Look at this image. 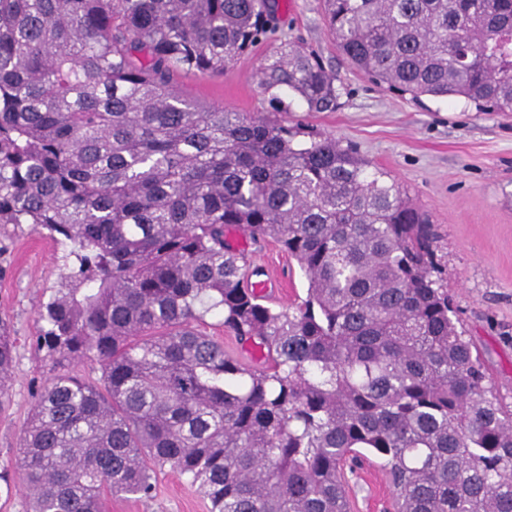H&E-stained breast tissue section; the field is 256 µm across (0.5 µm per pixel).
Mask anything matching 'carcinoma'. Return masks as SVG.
Returning <instances> with one entry per match:
<instances>
[{"label":"carcinoma","mask_w":512,"mask_h":512,"mask_svg":"<svg viewBox=\"0 0 512 512\" xmlns=\"http://www.w3.org/2000/svg\"><path fill=\"white\" fill-rule=\"evenodd\" d=\"M267 0H0V224L66 251L16 461L26 512H105L165 468L209 512H350L372 454L394 512H512V410L458 331L436 237L395 179L326 136L195 105L265 33ZM337 48L415 99L512 112V0H324ZM312 112L333 79L283 43L262 67ZM273 239L307 281L274 307L230 230ZM221 318L252 366L199 326ZM17 337L0 317V408ZM100 372L82 378L67 366Z\"/></svg>","instance_id":"obj_1"}]
</instances>
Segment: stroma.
<instances>
[{"instance_id":"obj_1","label":"stroma","mask_w":512,"mask_h":512,"mask_svg":"<svg viewBox=\"0 0 512 512\" xmlns=\"http://www.w3.org/2000/svg\"><path fill=\"white\" fill-rule=\"evenodd\" d=\"M288 41L320 59L333 77L337 106L309 111L294 94L274 107L259 86L270 51ZM175 84L197 103L274 117L298 140L323 133L393 175L426 213L457 308V326L484 364L490 385L512 407V112H480L463 101L398 94L362 76L337 49L323 0H276L261 42L221 75L181 74ZM251 267L281 292L282 305L306 296L295 259L273 241L250 244ZM62 250L32 225L0 226V316L18 336L11 402L0 412V467L14 466L34 393L58 368L35 350L36 311L60 282ZM351 512H391L393 489L378 461L347 478ZM107 512H208L201 493L170 470L157 472L148 498H112Z\"/></svg>"}]
</instances>
